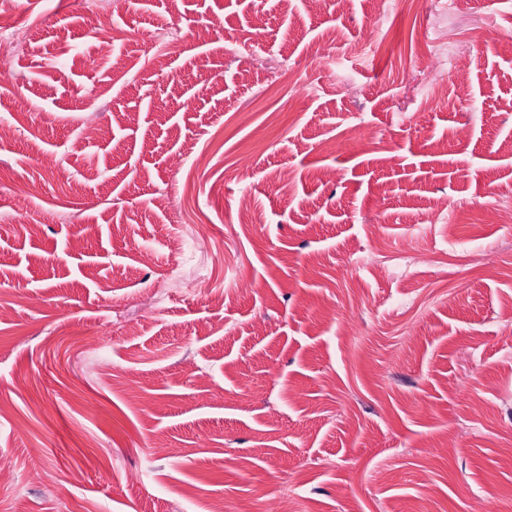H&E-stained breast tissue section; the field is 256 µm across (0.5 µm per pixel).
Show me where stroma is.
Segmentation results:
<instances>
[{"label":"stroma","instance_id":"stroma-1","mask_svg":"<svg viewBox=\"0 0 512 512\" xmlns=\"http://www.w3.org/2000/svg\"><path fill=\"white\" fill-rule=\"evenodd\" d=\"M292 8L0 0V512H512V0Z\"/></svg>","mask_w":512,"mask_h":512}]
</instances>
